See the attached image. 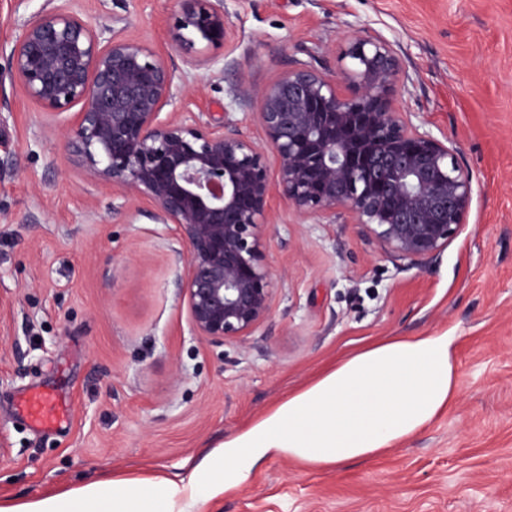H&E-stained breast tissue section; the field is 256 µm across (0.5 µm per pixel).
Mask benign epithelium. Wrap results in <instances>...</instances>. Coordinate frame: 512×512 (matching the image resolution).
I'll list each match as a JSON object with an SVG mask.
<instances>
[{
	"label": "benign epithelium",
	"instance_id": "1",
	"mask_svg": "<svg viewBox=\"0 0 512 512\" xmlns=\"http://www.w3.org/2000/svg\"><path fill=\"white\" fill-rule=\"evenodd\" d=\"M174 3L169 37L187 65L197 40L230 38L224 0ZM338 60L336 79L298 63L256 94L260 142L227 112L215 124L164 112L175 71L161 55L115 35L101 41L55 0L25 23L10 75L66 127V150L89 181L132 204L150 201L161 223L177 227L191 327L222 344L244 339L271 310L264 229L274 186L317 224L346 211L384 252L413 265L438 258L467 223L473 187L456 146L395 106L393 45L366 32L347 40Z\"/></svg>",
	"mask_w": 512,
	"mask_h": 512
}]
</instances>
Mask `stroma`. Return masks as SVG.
<instances>
[{"label": "stroma", "instance_id": "stroma-1", "mask_svg": "<svg viewBox=\"0 0 512 512\" xmlns=\"http://www.w3.org/2000/svg\"><path fill=\"white\" fill-rule=\"evenodd\" d=\"M99 34L176 71L174 103L261 140L256 93L295 63L337 75L364 30L401 62L396 102L448 137L472 180L467 224L436 259L384 253L344 213L315 224L272 194L268 318L239 342L195 336L178 286L186 247L148 201L87 180L66 134L0 87V505L117 476L189 479L205 456L340 359L393 337L450 334L461 396L381 457L305 469L272 454L207 512H512V0H224L231 38L188 67L164 0H71ZM46 0H0V76ZM70 408L34 430L17 406Z\"/></svg>", "mask_w": 512, "mask_h": 512}]
</instances>
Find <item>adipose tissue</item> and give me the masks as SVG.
I'll use <instances>...</instances> for the list:
<instances>
[{
    "mask_svg": "<svg viewBox=\"0 0 512 512\" xmlns=\"http://www.w3.org/2000/svg\"><path fill=\"white\" fill-rule=\"evenodd\" d=\"M451 336L391 338L339 361L216 450L203 473L207 502L243 484L278 453L311 469L376 458L431 424L460 396ZM178 484L107 480L0 512H173Z\"/></svg>",
    "mask_w": 512,
    "mask_h": 512,
    "instance_id": "adipose-tissue-1",
    "label": "adipose tissue"
}]
</instances>
